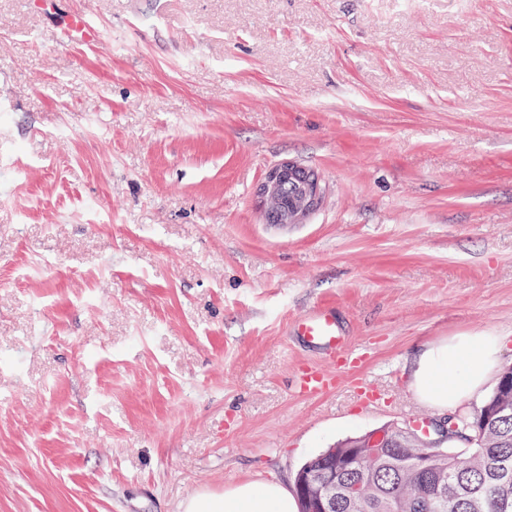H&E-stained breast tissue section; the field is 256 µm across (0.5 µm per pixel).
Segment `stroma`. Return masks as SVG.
<instances>
[{
	"label": "stroma",
	"instance_id": "stroma-1",
	"mask_svg": "<svg viewBox=\"0 0 512 512\" xmlns=\"http://www.w3.org/2000/svg\"><path fill=\"white\" fill-rule=\"evenodd\" d=\"M284 161L302 224L258 205ZM319 305L365 362L309 398ZM460 334L512 364V0H0V512L292 487L447 419L411 376ZM64 37L67 40L90 42L99 37V32L93 27L86 15H78L64 24ZM300 184L292 180L298 173ZM323 196L319 174L291 162L273 166L257 189L266 219L272 224H302Z\"/></svg>",
	"mask_w": 512,
	"mask_h": 512
}]
</instances>
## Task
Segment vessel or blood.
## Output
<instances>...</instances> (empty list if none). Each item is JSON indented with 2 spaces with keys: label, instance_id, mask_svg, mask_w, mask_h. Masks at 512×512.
I'll list each match as a JSON object with an SVG mask.
<instances>
[{
  "label": "vessel or blood",
  "instance_id": "obj_1",
  "mask_svg": "<svg viewBox=\"0 0 512 512\" xmlns=\"http://www.w3.org/2000/svg\"><path fill=\"white\" fill-rule=\"evenodd\" d=\"M64 36L71 41L90 42L96 40L99 33L87 16L81 14L65 23ZM292 331L294 336L337 365L332 372L308 366L300 368L297 390L302 395L316 397L334 389L341 376L356 368L362 358L361 353L350 346L331 307L319 306L296 318Z\"/></svg>",
  "mask_w": 512,
  "mask_h": 512
}]
</instances>
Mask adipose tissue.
<instances>
[{
    "instance_id": "adipose-tissue-1",
    "label": "adipose tissue",
    "mask_w": 512,
    "mask_h": 512,
    "mask_svg": "<svg viewBox=\"0 0 512 512\" xmlns=\"http://www.w3.org/2000/svg\"><path fill=\"white\" fill-rule=\"evenodd\" d=\"M502 342L496 336L460 335L426 348L412 373L411 387L422 402L453 410L465 400L482 396L500 362ZM182 512H297L288 490L275 483L246 481L224 495L196 494Z\"/></svg>"
}]
</instances>
